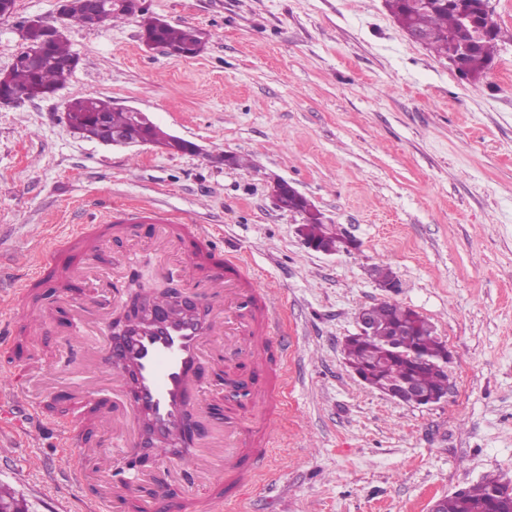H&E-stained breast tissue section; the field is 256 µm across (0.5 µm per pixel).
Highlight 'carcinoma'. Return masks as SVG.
<instances>
[{
    "label": "carcinoma",
    "mask_w": 512,
    "mask_h": 512,
    "mask_svg": "<svg viewBox=\"0 0 512 512\" xmlns=\"http://www.w3.org/2000/svg\"><path fill=\"white\" fill-rule=\"evenodd\" d=\"M388 8L402 29L408 34H418L423 45L438 55L451 59L461 37L460 15L465 11L479 12V0H386ZM142 34L158 46L173 48L182 57L191 58L203 52L197 30L176 27L155 17L141 18ZM501 36L500 25H495L487 36L471 43L472 67L468 78L477 81L488 69L494 50ZM74 57L67 40L55 41L48 57L37 68L15 64L10 68L9 85L17 90L40 87L56 90L65 85L73 74L67 62ZM105 112L109 126L126 133L132 140H162L166 132L155 126L148 130L133 123L130 114L112 107L107 99L78 97L66 107L69 121L89 134L97 130L89 125L91 113ZM307 233L313 239L327 237L332 242L345 239L343 233L328 232L317 219L307 221ZM375 321L389 329H399L398 346H412L423 357L416 361L409 356L391 353L388 337H367L355 340L347 353L350 367L370 376L373 387L413 385L421 391L441 392L448 386V375L440 366L444 344L435 336L432 325L415 311L390 302L371 306ZM443 512H512V491L508 486L490 479L465 489L461 496L451 495L441 505Z\"/></svg>",
    "instance_id": "1"
}]
</instances>
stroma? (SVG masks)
<instances>
[{
	"label": "stroma",
	"mask_w": 512,
	"mask_h": 512,
	"mask_svg": "<svg viewBox=\"0 0 512 512\" xmlns=\"http://www.w3.org/2000/svg\"><path fill=\"white\" fill-rule=\"evenodd\" d=\"M149 14L205 33L204 51L176 59L146 48L139 16L97 28L70 25L79 64L45 99L0 107V299L34 275L52 242L103 211L139 206L180 224H208L251 280L278 291L288 343L272 404L240 414L248 439L276 435L266 477L243 493L245 512H427L432 500L488 479L512 486V0H491L504 35L486 75L460 76L401 30L386 0H143ZM57 23V0H16L0 18V70L19 28ZM94 96L148 112L199 153L105 145L66 123L70 100ZM246 165H236V158ZM305 196L329 230L357 250L309 249L300 216L279 210L270 184ZM150 225L138 241H106L88 275L107 292L112 268L136 251L111 313L133 294L182 287L180 254L157 260ZM389 265L394 291L370 275ZM42 335L0 349V386L23 358L44 369L30 384L49 414L68 410L79 381L121 392L80 351L81 289L41 287ZM389 301L435 328L449 355L448 392L416 407L365 386L343 344L361 308ZM95 478L132 460L112 457V425L94 424ZM0 488L27 512H87L69 479L80 451L57 430L30 440L0 424Z\"/></svg>",
	"instance_id": "stroma-1"
}]
</instances>
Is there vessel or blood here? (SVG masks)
<instances>
[{"label": "vessel or blood", "mask_w": 512, "mask_h": 512, "mask_svg": "<svg viewBox=\"0 0 512 512\" xmlns=\"http://www.w3.org/2000/svg\"><path fill=\"white\" fill-rule=\"evenodd\" d=\"M143 224L159 225L164 239L181 247L186 256L181 274L187 281L206 282L209 297L222 295L247 308L248 331L261 341L260 349L246 352L253 370L264 373L271 355L287 352V345L277 334L279 305L275 296L250 281L241 260L225 256L215 245L208 225L178 224L164 213L142 209L108 214L100 223L82 225L57 242L36 276L18 286L17 303L0 311V347L12 345L17 326L35 334L46 324L43 311L27 304L40 281L55 277L85 283L84 272L95 263L107 236L114 232L129 236ZM156 305L165 312L162 320L143 323L119 352L104 349L96 363L118 384L134 383V395L126 399L124 409L135 423L151 427L157 447L184 448L178 464L186 470L193 468L197 450L208 434L202 424L191 430L186 427L187 415L198 409L201 392L207 386L203 348L221 334L230 316L220 308L211 309L204 318L192 313L170 314L164 300H157ZM225 448L229 463L223 477L191 495L176 494L168 484L155 485L141 505L142 512H231L243 490L266 471L268 450L248 447L234 438ZM136 481V474L123 475L112 497L96 501V512H120L133 496Z\"/></svg>", "instance_id": "b4317fda"}]
</instances>
